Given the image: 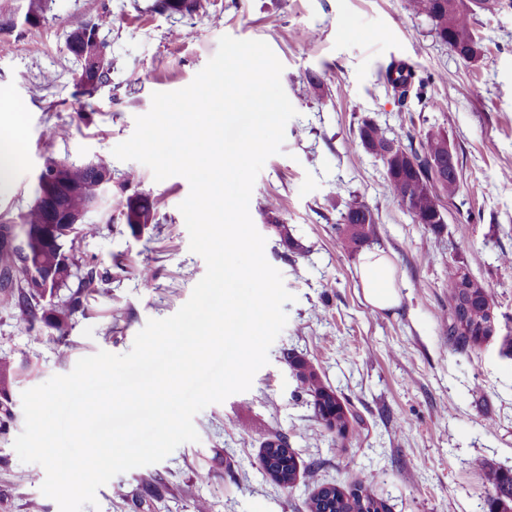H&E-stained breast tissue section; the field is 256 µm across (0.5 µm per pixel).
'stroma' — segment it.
<instances>
[{
    "label": "stroma",
    "instance_id": "stroma-1",
    "mask_svg": "<svg viewBox=\"0 0 512 512\" xmlns=\"http://www.w3.org/2000/svg\"><path fill=\"white\" fill-rule=\"evenodd\" d=\"M154 0H48L42 24H23L20 0H0V138L17 137L18 161L0 190V215L17 217L33 201L46 156L84 164L110 158L113 187L104 208L112 223L76 245L104 279L65 335L32 330L0 296V356L27 363L13 391V418L0 431V512H59L42 494L44 468L22 462L13 443L24 428L21 395L77 360L105 350L128 353L148 320L175 314L204 276L190 251L179 206L188 181H155L146 165L120 161L113 148L131 137L136 116L156 92L187 87L215 55L221 36L262 40L283 66L281 84L296 114L279 154L258 174L249 212L265 237V258L293 294L288 322L248 391L194 418L199 441L163 461L113 477L83 512H308L316 486L365 484L388 512H486L490 486L477 461L512 469V357L499 338L478 351L448 341V262L464 263L491 293L501 335L512 336V6L472 20L484 39L475 61L436 40L409 0H200L180 17L153 11ZM109 16L100 35L112 58V82L82 95L64 42L68 32ZM181 38H174V31ZM431 77L398 104L386 89L390 65ZM53 83H45V75ZM320 88H312L309 76ZM369 118L423 139L441 130L459 158L462 180L441 227L419 224L394 198L381 162L359 144ZM138 172V189L156 200L159 222L137 239L118 213L120 182ZM367 204L378 224L368 242L397 272L401 301L380 311L363 298L358 256L342 250L337 224L350 203ZM287 225L305 247L289 250L275 233ZM155 273L144 287L140 272ZM309 360L347 399L354 415L344 440L324 431L286 351ZM284 436L298 457L291 488L263 471L269 434Z\"/></svg>",
    "mask_w": 512,
    "mask_h": 512
}]
</instances>
